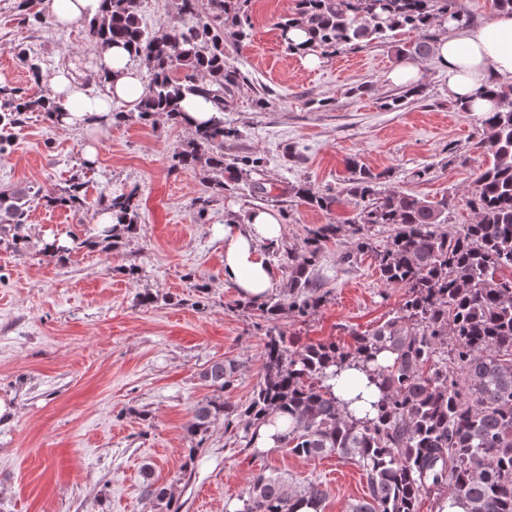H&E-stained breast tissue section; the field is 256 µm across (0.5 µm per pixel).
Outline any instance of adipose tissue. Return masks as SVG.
I'll return each mask as SVG.
<instances>
[{
  "label": "adipose tissue",
  "instance_id": "ef3b65f1",
  "mask_svg": "<svg viewBox=\"0 0 512 512\" xmlns=\"http://www.w3.org/2000/svg\"><path fill=\"white\" fill-rule=\"evenodd\" d=\"M44 9L57 26L71 28L102 15L104 4L103 0H44ZM432 28L437 43L435 62L448 76L449 97L468 104L471 112L483 117L496 111L494 85L512 83V13L499 12L477 23L439 17ZM53 89L63 110L60 127L99 132L111 126L114 105L137 107L145 92V79L127 51L113 46L100 54L88 81L62 71L56 75ZM221 232L224 277L240 297L261 300L282 288L280 275L261 253L262 248L276 246L281 238L276 212L256 209L242 220L225 218ZM329 384L357 417L378 399L376 386L360 367L339 371Z\"/></svg>",
  "mask_w": 512,
  "mask_h": 512
}]
</instances>
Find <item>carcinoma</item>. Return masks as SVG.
<instances>
[{
  "mask_svg": "<svg viewBox=\"0 0 512 512\" xmlns=\"http://www.w3.org/2000/svg\"><path fill=\"white\" fill-rule=\"evenodd\" d=\"M101 17L87 22L97 51L123 45L146 71L139 118L157 116L179 124L180 103L190 95L224 114V95L241 73L224 60V38L248 39L250 0H180V13L192 24L174 25L157 36L139 21L140 0H105ZM464 17L457 0H298L295 16L277 22L288 51V27L309 35L312 49L358 50L374 42L392 43L404 30L426 32L436 16ZM433 36L397 49V57H429ZM498 110L482 121L479 144L493 157L468 191L474 222L450 231L448 217L455 199L428 200L416 194L384 190L382 174L350 162L343 192L360 208L351 222L354 248L343 260L373 253L384 282L405 288L392 317L370 332H354L351 342L300 345L292 337L266 332L263 372L249 401L231 405L224 389L238 365L217 360L202 373L215 394L199 402L187 427L193 438L224 419L225 429L242 430L245 447H253L257 427L267 418L285 417L279 447L305 458L335 456L355 465L366 478V493L349 512H420L424 497L436 504L450 499L464 512H512V85H495ZM54 90L44 82L39 94L15 89L0 103V127H20L29 112L54 118ZM232 130L219 118L195 130L193 139L174 151L171 168L200 166L233 190L241 178L258 170L261 159L224 156V138ZM306 204L330 210L337 198L307 184L294 187ZM80 213L86 207L81 183L68 196L49 197ZM25 194L0 193V224L12 227L14 249L26 247ZM112 211V224H99L84 243L110 242L139 229L140 204L135 192L96 200ZM389 232L386 244L371 241L373 228ZM334 224L307 230L302 244L280 253L288 268V300L269 298L257 305L267 322L285 307L304 316L326 300L312 267L325 243L336 237ZM351 363L371 369L379 391L376 414L357 418L326 384ZM321 483L285 481L275 471L256 474L237 512H296L309 502L315 512L325 499Z\"/></svg>",
  "mask_w": 512,
  "mask_h": 512,
  "instance_id": "carcinoma-1",
  "label": "carcinoma"
}]
</instances>
